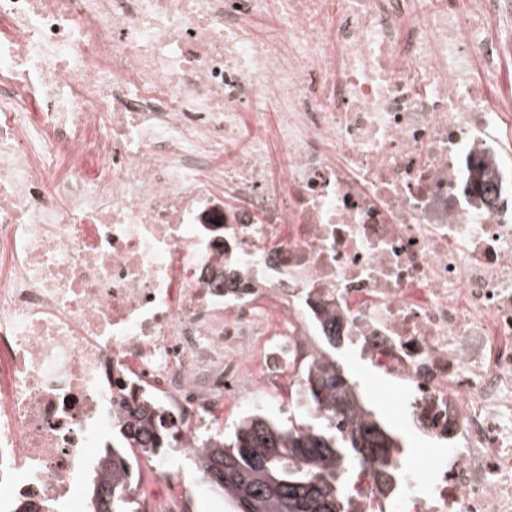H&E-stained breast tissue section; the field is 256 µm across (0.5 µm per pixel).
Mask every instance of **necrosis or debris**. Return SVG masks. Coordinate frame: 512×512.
Wrapping results in <instances>:
<instances>
[{
	"instance_id": "obj_1",
	"label": "necrosis or debris",
	"mask_w": 512,
	"mask_h": 512,
	"mask_svg": "<svg viewBox=\"0 0 512 512\" xmlns=\"http://www.w3.org/2000/svg\"><path fill=\"white\" fill-rule=\"evenodd\" d=\"M511 9L0 0V512H84L142 399L280 402L317 306L453 439L353 512H512Z\"/></svg>"
}]
</instances>
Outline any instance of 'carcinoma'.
<instances>
[{"mask_svg":"<svg viewBox=\"0 0 512 512\" xmlns=\"http://www.w3.org/2000/svg\"><path fill=\"white\" fill-rule=\"evenodd\" d=\"M339 318L326 313L321 331L336 348ZM302 387L313 412L271 419L250 414L231 435L214 433L195 450L202 477L224 491L233 512H351L361 474L379 497L391 494L400 443L347 380L336 356L312 362ZM91 477L88 512H139L127 491L140 480V457L159 455L174 437L149 402L112 425Z\"/></svg>","mask_w":512,"mask_h":512,"instance_id":"1","label":"carcinoma"}]
</instances>
